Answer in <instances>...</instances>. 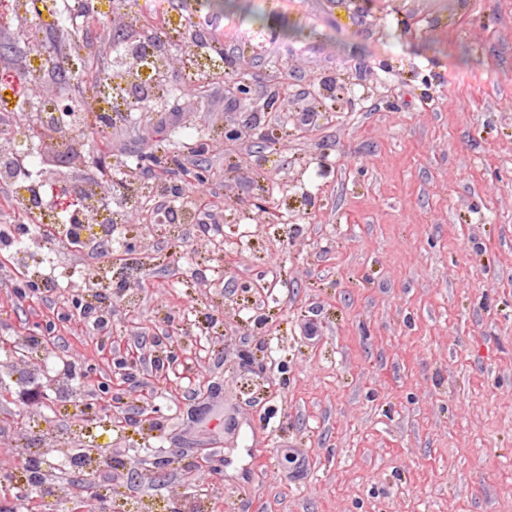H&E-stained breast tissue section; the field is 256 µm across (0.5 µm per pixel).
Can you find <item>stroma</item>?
Listing matches in <instances>:
<instances>
[{"label":"stroma","mask_w":512,"mask_h":512,"mask_svg":"<svg viewBox=\"0 0 512 512\" xmlns=\"http://www.w3.org/2000/svg\"><path fill=\"white\" fill-rule=\"evenodd\" d=\"M171 2L169 32L186 10L213 19L214 78L171 62L182 92L113 122L107 156L39 146L56 211L57 186L113 173L110 252L46 238L73 276L22 298L0 249V340L49 337L16 366L0 349V499L22 453L91 446L111 468L55 470L45 512H512V0ZM14 8L0 0V85L21 127L31 99L57 102L65 51L30 27L31 72ZM172 129L209 142L173 155L206 181L162 200L149 169L122 184ZM189 202L197 223L178 222ZM126 349L137 366L112 384ZM200 448L216 464L191 488Z\"/></svg>","instance_id":"obj_1"}]
</instances>
